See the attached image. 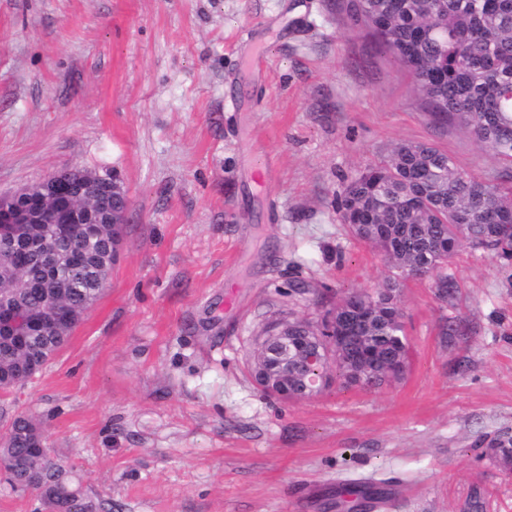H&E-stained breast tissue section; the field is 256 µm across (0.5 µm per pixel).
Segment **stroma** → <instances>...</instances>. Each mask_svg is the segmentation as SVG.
I'll return each instance as SVG.
<instances>
[{
    "mask_svg": "<svg viewBox=\"0 0 512 512\" xmlns=\"http://www.w3.org/2000/svg\"><path fill=\"white\" fill-rule=\"evenodd\" d=\"M345 0H0V194L65 168L131 201L107 286L67 344L0 392L105 512H322L338 477L375 512H512V268L461 248L400 290L408 365L371 391L276 402L250 371L271 319H314L393 271L338 220L344 183L403 142L497 183L512 163L427 112ZM265 62L246 66L250 41ZM465 320L466 338L443 334ZM390 483V480L374 478L363 481L345 479L336 483V491L331 494V498L326 499L324 506L336 510L342 507L349 512L366 511L369 504L379 503L388 498L391 494Z\"/></svg>",
    "mask_w": 512,
    "mask_h": 512,
    "instance_id": "35a3bbf8",
    "label": "stroma"
}]
</instances>
